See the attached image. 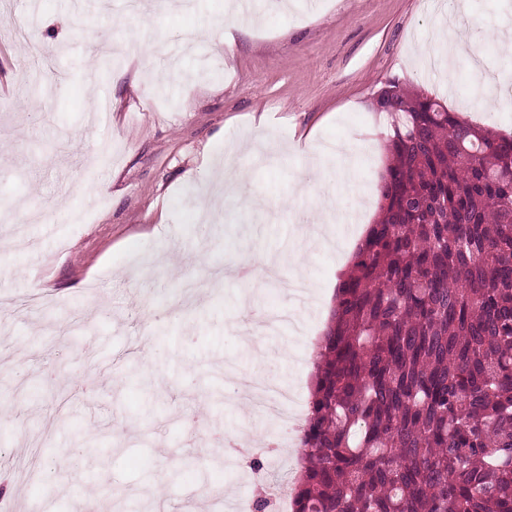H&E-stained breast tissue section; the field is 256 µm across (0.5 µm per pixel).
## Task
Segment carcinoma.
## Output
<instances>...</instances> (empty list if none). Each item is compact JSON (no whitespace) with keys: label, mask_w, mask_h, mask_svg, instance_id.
<instances>
[{"label":"carcinoma","mask_w":512,"mask_h":512,"mask_svg":"<svg viewBox=\"0 0 512 512\" xmlns=\"http://www.w3.org/2000/svg\"><path fill=\"white\" fill-rule=\"evenodd\" d=\"M292 512H512V135L396 79Z\"/></svg>","instance_id":"1"}]
</instances>
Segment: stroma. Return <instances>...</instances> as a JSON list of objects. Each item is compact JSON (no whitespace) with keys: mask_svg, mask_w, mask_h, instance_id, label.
<instances>
[{"mask_svg":"<svg viewBox=\"0 0 512 512\" xmlns=\"http://www.w3.org/2000/svg\"><path fill=\"white\" fill-rule=\"evenodd\" d=\"M228 0L160 5L138 15L123 0H0V211L24 220L25 240L0 224V299L28 302L0 319V512H70L93 499L108 512H186L205 494L209 512L251 502L256 476L227 450L204 444L224 429L254 434L252 456L283 480L291 498L297 454L267 452L283 425L239 404L233 373L273 379L308 401L310 351L323 331L341 262L375 214L386 119L372 99L396 79L438 97L450 111L512 133V99L471 102L484 75L512 80V51L478 43L481 66L456 58L450 82L422 60L448 55V19L481 29L512 24L498 0ZM233 51L220 52L225 33ZM101 34L119 62L98 72L91 38ZM34 71L44 91L19 82ZM263 117L256 127L255 117ZM339 141L324 180L306 193L308 158L297 146ZM242 172L240 194L202 218L203 165ZM333 196L349 214L325 227L336 247L311 248L303 277L312 302L275 285L252 288L229 270L243 244L277 252L297 226L249 216L252 198L273 196L305 211ZM294 311L244 347L239 307ZM154 347L151 360L135 347ZM197 412V428L182 416ZM107 450L104 467L79 463L86 441ZM226 460L216 469L212 460Z\"/></svg>","mask_w":512,"mask_h":512,"instance_id":"1","label":"stroma"}]
</instances>
